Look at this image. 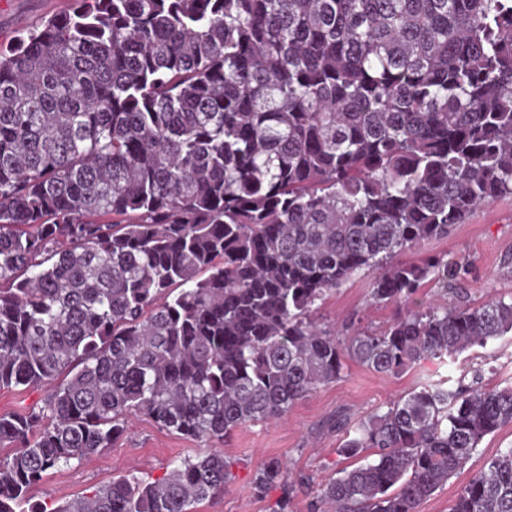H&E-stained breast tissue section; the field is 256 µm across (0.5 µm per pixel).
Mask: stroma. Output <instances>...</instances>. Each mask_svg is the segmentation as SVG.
Instances as JSON below:
<instances>
[{"instance_id": "35a3bbf8", "label": "stroma", "mask_w": 512, "mask_h": 512, "mask_svg": "<svg viewBox=\"0 0 512 512\" xmlns=\"http://www.w3.org/2000/svg\"><path fill=\"white\" fill-rule=\"evenodd\" d=\"M70 0H0V45L25 29L69 9ZM421 252L467 265L457 280L471 301L512 295V196L474 210L448 237L422 243ZM369 279L358 275L333 292L318 310L322 324L335 326L343 338L385 326L397 314L393 305L369 302ZM482 369L484 384L512 383V336L473 347L455 359L425 361L398 376H383L348 361L343 377L298 401L281 419L235 430L223 442L233 479L223 497L197 505L196 512H270L279 487L256 492L253 478L265 460L287 461L295 479L293 512H313L311 503L322 481L345 466L338 449L344 440L337 417L355 423L426 383L456 384ZM198 442L157 428L148 418L130 416L127 433L112 448L82 464L51 470L31 491V506L60 505L91 495L122 477L153 481L166 476L174 460L196 455ZM512 448V423L486 436L466 466L419 506V512H448L459 489L487 461Z\"/></svg>"}]
</instances>
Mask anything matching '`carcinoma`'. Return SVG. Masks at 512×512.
Listing matches in <instances>:
<instances>
[{
	"mask_svg": "<svg viewBox=\"0 0 512 512\" xmlns=\"http://www.w3.org/2000/svg\"><path fill=\"white\" fill-rule=\"evenodd\" d=\"M512 195V0H72L0 49V512H192L224 495L214 447L279 419L346 360L398 376L512 334L448 261L401 259ZM362 273L407 311L344 341L319 302ZM425 384L346 428L371 449L320 512H418L512 385ZM207 445L161 480L125 477L29 510L47 473L112 447L130 415ZM254 487L295 485L271 458ZM449 512H512V448ZM43 390L20 386L12 390L0 391V412L24 413L42 404Z\"/></svg>",
	"mask_w": 512,
	"mask_h": 512,
	"instance_id": "carcinoma-1",
	"label": "carcinoma"
}]
</instances>
